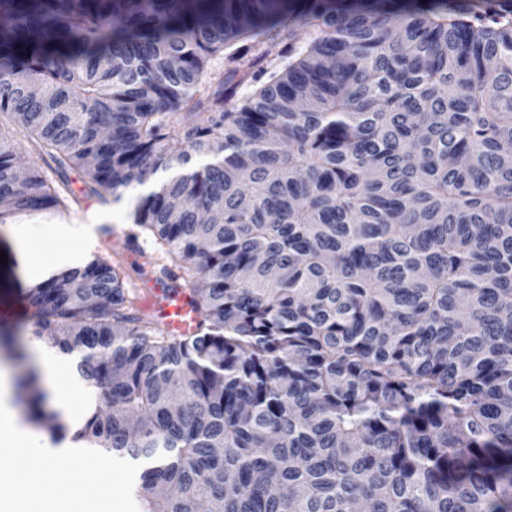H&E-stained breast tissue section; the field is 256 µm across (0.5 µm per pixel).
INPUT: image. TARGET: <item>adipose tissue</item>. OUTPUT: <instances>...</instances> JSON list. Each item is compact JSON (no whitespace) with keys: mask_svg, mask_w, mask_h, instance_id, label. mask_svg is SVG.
I'll return each instance as SVG.
<instances>
[{"mask_svg":"<svg viewBox=\"0 0 512 512\" xmlns=\"http://www.w3.org/2000/svg\"><path fill=\"white\" fill-rule=\"evenodd\" d=\"M9 394L7 378L0 377V447L14 458L11 468L0 471V512H120L112 501V471L99 460L72 459L73 468L96 485L94 498L59 485L54 456L16 425Z\"/></svg>","mask_w":512,"mask_h":512,"instance_id":"ef3b65f1","label":"adipose tissue"}]
</instances>
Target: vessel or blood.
Masks as SVG:
<instances>
[{
  "mask_svg": "<svg viewBox=\"0 0 512 512\" xmlns=\"http://www.w3.org/2000/svg\"><path fill=\"white\" fill-rule=\"evenodd\" d=\"M141 295L144 307L152 309L174 335H187L196 330L199 314L189 288L170 282L161 284L151 278Z\"/></svg>",
  "mask_w": 512,
  "mask_h": 512,
  "instance_id": "1",
  "label": "vessel or blood"
}]
</instances>
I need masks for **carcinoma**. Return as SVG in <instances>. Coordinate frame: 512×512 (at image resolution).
<instances>
[{"label":"carcinoma","instance_id":"obj_1","mask_svg":"<svg viewBox=\"0 0 512 512\" xmlns=\"http://www.w3.org/2000/svg\"><path fill=\"white\" fill-rule=\"evenodd\" d=\"M19 135L58 179L21 174ZM71 168L104 205L137 194L200 320L171 334L96 253L26 288L91 390L70 425L21 379L54 442L143 460L145 512H512L495 0H0V224L70 215Z\"/></svg>","mask_w":512,"mask_h":512}]
</instances>
